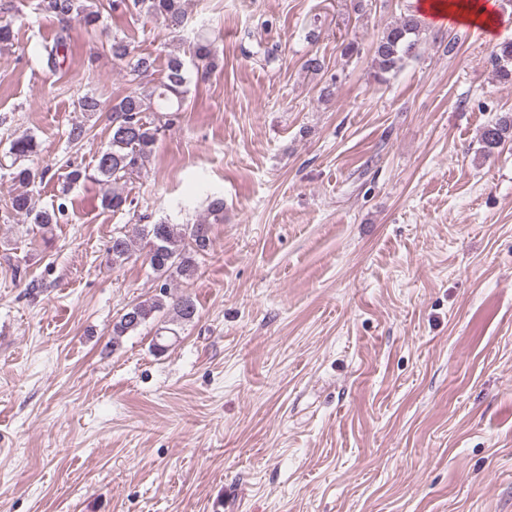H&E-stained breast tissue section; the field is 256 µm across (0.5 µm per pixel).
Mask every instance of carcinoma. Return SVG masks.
Returning a JSON list of instances; mask_svg holds the SVG:
<instances>
[{"instance_id":"1","label":"carcinoma","mask_w":512,"mask_h":512,"mask_svg":"<svg viewBox=\"0 0 512 512\" xmlns=\"http://www.w3.org/2000/svg\"><path fill=\"white\" fill-rule=\"evenodd\" d=\"M108 9L160 20L173 32H179L185 26L184 0H108ZM35 10L56 18L60 24L53 41L42 45V55L52 70L61 68L65 62L73 18H79L88 31L104 28L101 10L86 5L85 0H38ZM422 30L423 21L412 9L406 10L398 20L384 28L373 47L377 77L382 79L398 70L406 59L416 53ZM110 50L115 59L127 62L131 81H140L152 74L155 59L149 54L135 53L125 38L112 36ZM491 63L497 76L512 80V42L504 43L493 51ZM217 68L211 42L203 33L196 34L186 47H176L169 54L162 80L112 101L107 109L111 134L108 147L97 156L93 172L76 166L68 173V182L76 184L92 179L107 183L140 174L153 156L160 132L179 122L192 80L204 81ZM148 112L155 114V119L148 120ZM511 132L512 117H501L485 127L481 134L484 152L490 154L499 148ZM37 147L35 139L28 135L11 143L9 154L13 161L10 175L16 185V193L11 198L10 207L16 214L32 219L39 229L46 230L58 223L65 213L66 204L61 202L52 210L35 209L32 187L36 180L44 178V174L35 172L21 161L36 152ZM207 200L206 216L195 224L173 223L166 218L154 224L140 225L135 236L120 231L108 242L106 251L114 263L129 259L137 250V242L145 243L146 260L159 288L158 295L132 304L114 324L112 345H117L119 338L156 319L161 313L163 319L155 331L153 348L163 353L170 337L178 336L179 330L196 318L194 301L186 295L170 292V288L174 279H190L195 275L198 257L207 254L212 247L211 225L224 223V198L211 195ZM101 204L114 213L138 207L129 196L114 188L105 190Z\"/></svg>"}]
</instances>
